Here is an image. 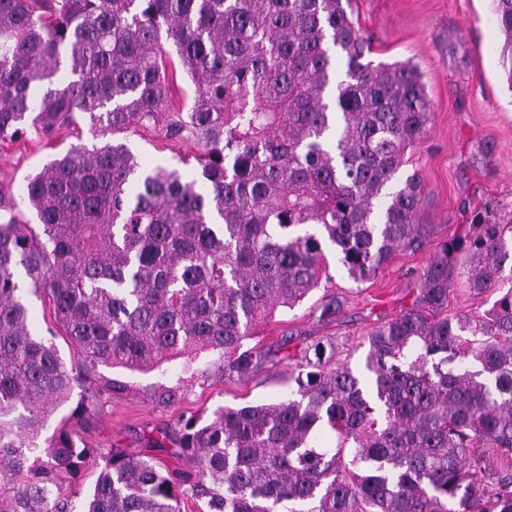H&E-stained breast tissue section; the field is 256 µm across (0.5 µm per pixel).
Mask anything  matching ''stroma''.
<instances>
[{
    "label": "stroma",
    "mask_w": 512,
    "mask_h": 512,
    "mask_svg": "<svg viewBox=\"0 0 512 512\" xmlns=\"http://www.w3.org/2000/svg\"><path fill=\"white\" fill-rule=\"evenodd\" d=\"M357 17L373 41L374 60L409 59L423 74L434 117L424 139L408 150L405 169L422 174L419 221L433 225L431 240L420 251L397 253L362 282L348 276L334 249H326L318 287L295 308L276 310L245 340V347L269 353L249 379L226 376L214 355L202 356L193 373L183 372L178 359L148 372L99 367L117 389L81 431L90 447L119 448L172 470H189V460L175 455L181 416L206 421L220 406L287 397L292 388L287 357L309 340H332L337 360L362 370L367 333L411 303L430 256L466 224L465 201L496 197L506 205L503 220L512 221V85L501 66L502 35L492 0H357ZM452 43L457 46L453 52L448 49ZM128 140L141 164H160L185 177L192 175V161L200 153L190 137L175 144L156 133H132ZM91 141L82 124L49 137L31 130L14 141H0V207L15 208L19 223L36 224L35 214L21 202L26 177L71 145ZM481 142L492 148L488 158L474 156ZM331 293L343 300L342 311L335 321H319L316 305ZM174 382L182 385L181 400L157 404L159 387ZM161 433L167 436L164 447L152 446V437Z\"/></svg>",
    "instance_id": "obj_1"
}]
</instances>
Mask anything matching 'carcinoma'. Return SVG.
I'll return each mask as SVG.
<instances>
[{
	"label": "carcinoma",
	"instance_id": "1",
	"mask_svg": "<svg viewBox=\"0 0 512 512\" xmlns=\"http://www.w3.org/2000/svg\"><path fill=\"white\" fill-rule=\"evenodd\" d=\"M512 83V0H493ZM355 0H0V140L52 136L82 117L101 144L29 176L37 226L0 221V512H73L61 479L90 448L79 428L117 383L104 365L153 369L218 354L250 377L255 327L317 287L330 245L355 281L419 251L423 178H400L432 103L412 60L378 63ZM168 42L194 86L165 125L202 147L189 180L145 168L109 137L156 126ZM488 198L434 252L411 304L368 333L364 370L301 350L286 399L184 419L187 472L113 449L81 512H512V288L478 313L442 314L452 288L512 276V224ZM30 292L81 363L30 328ZM319 320L342 302L325 297ZM314 357H309V353ZM71 424L41 439L75 388ZM328 426L336 446L324 448ZM350 451V463L344 451ZM504 460L489 469L487 452Z\"/></svg>",
	"mask_w": 512,
	"mask_h": 512
}]
</instances>
